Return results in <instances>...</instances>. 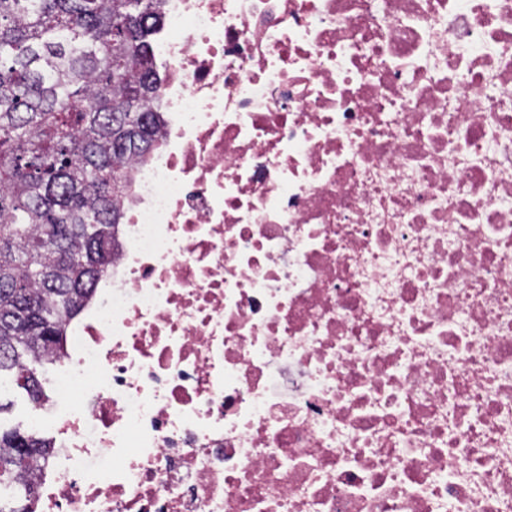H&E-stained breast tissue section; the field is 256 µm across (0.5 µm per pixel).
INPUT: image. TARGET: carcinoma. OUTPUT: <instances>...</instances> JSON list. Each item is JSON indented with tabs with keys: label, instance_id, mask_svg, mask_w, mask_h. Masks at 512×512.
<instances>
[{
	"label": "carcinoma",
	"instance_id": "1",
	"mask_svg": "<svg viewBox=\"0 0 512 512\" xmlns=\"http://www.w3.org/2000/svg\"><path fill=\"white\" fill-rule=\"evenodd\" d=\"M160 0H0V375L45 399L41 353L110 263L118 170L159 122L149 36ZM50 441L0 430V485L36 512L33 465Z\"/></svg>",
	"mask_w": 512,
	"mask_h": 512
}]
</instances>
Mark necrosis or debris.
<instances>
[{"label": "necrosis or debris", "instance_id": "necrosis-or-debris-1", "mask_svg": "<svg viewBox=\"0 0 512 512\" xmlns=\"http://www.w3.org/2000/svg\"><path fill=\"white\" fill-rule=\"evenodd\" d=\"M161 12L42 512H512V0Z\"/></svg>", "mask_w": 512, "mask_h": 512}]
</instances>
